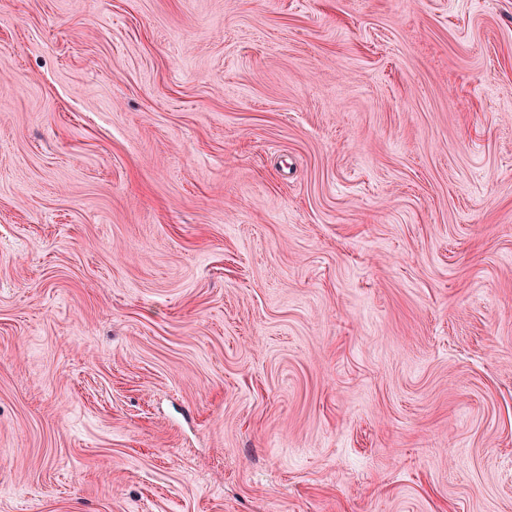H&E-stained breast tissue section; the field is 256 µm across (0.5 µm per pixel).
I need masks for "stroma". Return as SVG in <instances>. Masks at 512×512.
Here are the masks:
<instances>
[{
  "label": "stroma",
  "instance_id": "1",
  "mask_svg": "<svg viewBox=\"0 0 512 512\" xmlns=\"http://www.w3.org/2000/svg\"><path fill=\"white\" fill-rule=\"evenodd\" d=\"M0 512H512V0H0Z\"/></svg>",
  "mask_w": 512,
  "mask_h": 512
}]
</instances>
